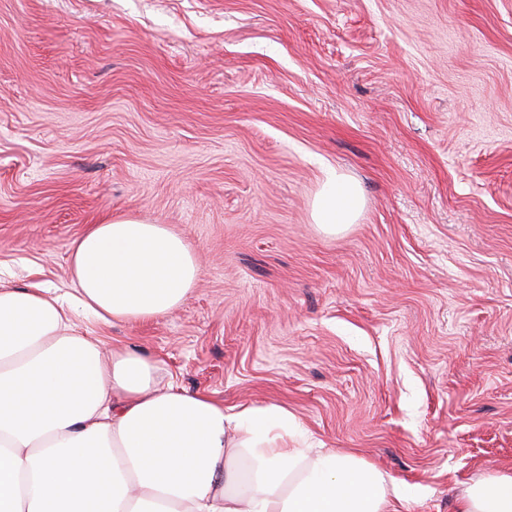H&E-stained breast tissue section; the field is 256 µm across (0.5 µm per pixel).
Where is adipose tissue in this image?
I'll return each mask as SVG.
<instances>
[{
	"label": "adipose tissue",
	"instance_id": "ef3b65f1",
	"mask_svg": "<svg viewBox=\"0 0 512 512\" xmlns=\"http://www.w3.org/2000/svg\"><path fill=\"white\" fill-rule=\"evenodd\" d=\"M359 184L332 173L312 217L354 223ZM200 276L165 225L116 214L75 242L72 291L0 286V512H396L399 492L356 455L314 448L285 407L158 383L161 363L103 358L77 317L109 325L180 305ZM455 512H512V474Z\"/></svg>",
	"mask_w": 512,
	"mask_h": 512
}]
</instances>
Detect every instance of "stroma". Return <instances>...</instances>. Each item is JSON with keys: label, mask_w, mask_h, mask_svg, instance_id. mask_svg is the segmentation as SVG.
<instances>
[{"label": "stroma", "mask_w": 512, "mask_h": 512, "mask_svg": "<svg viewBox=\"0 0 512 512\" xmlns=\"http://www.w3.org/2000/svg\"><path fill=\"white\" fill-rule=\"evenodd\" d=\"M332 170L363 207L329 234ZM115 213L201 276L83 320L103 352L288 407L400 512L512 472V0H0V284L69 292ZM362 205V192L354 179L344 174H329L313 204L314 224L327 233H336L345 225L354 224Z\"/></svg>", "instance_id": "stroma-1"}]
</instances>
